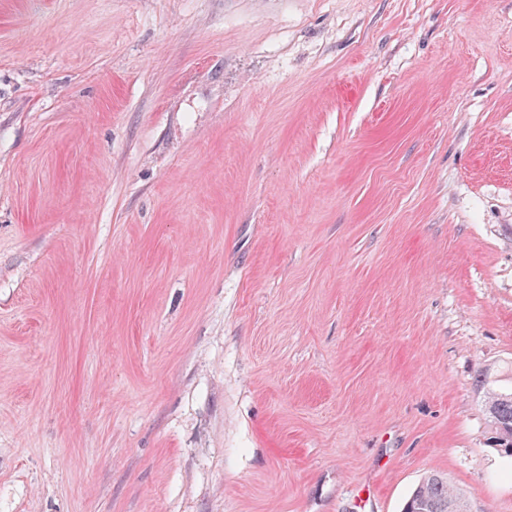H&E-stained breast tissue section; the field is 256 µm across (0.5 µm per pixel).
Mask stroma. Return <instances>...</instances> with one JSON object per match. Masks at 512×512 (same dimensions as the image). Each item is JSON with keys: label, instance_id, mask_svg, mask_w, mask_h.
I'll use <instances>...</instances> for the list:
<instances>
[{"label": "stroma", "instance_id": "1", "mask_svg": "<svg viewBox=\"0 0 512 512\" xmlns=\"http://www.w3.org/2000/svg\"><path fill=\"white\" fill-rule=\"evenodd\" d=\"M512 0H0V512H512ZM487 394L492 443L499 454L512 459V389L490 390ZM467 511L465 495L451 488L448 479L439 474L426 477L405 504V512Z\"/></svg>", "mask_w": 512, "mask_h": 512}]
</instances>
